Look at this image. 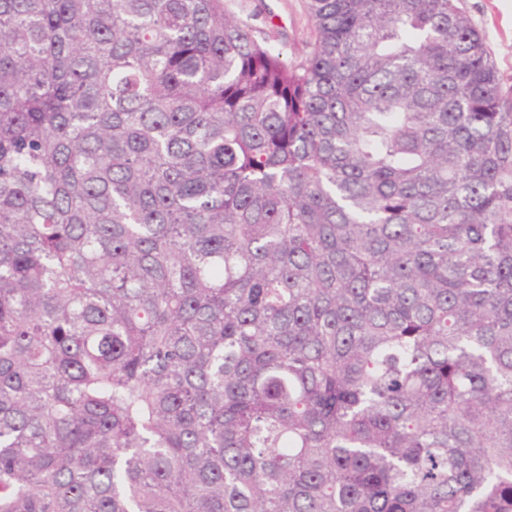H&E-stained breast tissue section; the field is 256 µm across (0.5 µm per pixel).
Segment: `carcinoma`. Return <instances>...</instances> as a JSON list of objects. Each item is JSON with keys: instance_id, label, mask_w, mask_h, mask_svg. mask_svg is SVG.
Masks as SVG:
<instances>
[{"instance_id": "cac0c4a2", "label": "carcinoma", "mask_w": 512, "mask_h": 512, "mask_svg": "<svg viewBox=\"0 0 512 512\" xmlns=\"http://www.w3.org/2000/svg\"><path fill=\"white\" fill-rule=\"evenodd\" d=\"M307 9L0 0V512H512V87ZM224 11L247 22L259 42L282 49L289 62L310 50L314 37L307 0H224Z\"/></svg>"}]
</instances>
